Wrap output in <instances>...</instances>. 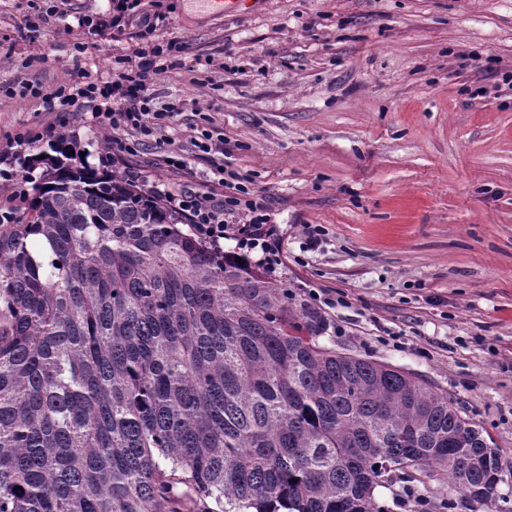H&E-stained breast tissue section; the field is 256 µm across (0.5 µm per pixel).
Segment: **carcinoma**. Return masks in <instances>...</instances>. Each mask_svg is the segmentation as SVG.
Returning a JSON list of instances; mask_svg holds the SVG:
<instances>
[{
	"label": "carcinoma",
	"mask_w": 512,
	"mask_h": 512,
	"mask_svg": "<svg viewBox=\"0 0 512 512\" xmlns=\"http://www.w3.org/2000/svg\"><path fill=\"white\" fill-rule=\"evenodd\" d=\"M49 148L0 224V512H384L429 473L491 499L494 439L448 396L321 345L287 280Z\"/></svg>",
	"instance_id": "carcinoma-1"
}]
</instances>
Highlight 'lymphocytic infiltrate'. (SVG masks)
<instances>
[{
    "label": "lymphocytic infiltrate",
    "mask_w": 512,
    "mask_h": 512,
    "mask_svg": "<svg viewBox=\"0 0 512 512\" xmlns=\"http://www.w3.org/2000/svg\"><path fill=\"white\" fill-rule=\"evenodd\" d=\"M165 54L160 44L139 48L133 65L113 70L111 81L99 83L85 75L71 87L55 91V99L70 115L78 117L83 110H90L92 120L107 135V160L136 155L178 115V106L162 111L152 106L149 81L166 72ZM191 142L212 161L210 181L214 189L206 192L190 184L165 187L159 194L167 206L184 216L194 233L207 243L219 244L230 234L239 248L261 250L266 260L275 257L276 248L265 232L271 220L266 199L250 187L248 177L227 162L231 150L224 138L200 125Z\"/></svg>",
    "instance_id": "1"
}]
</instances>
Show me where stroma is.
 Here are the masks:
<instances>
[{"mask_svg": "<svg viewBox=\"0 0 512 512\" xmlns=\"http://www.w3.org/2000/svg\"><path fill=\"white\" fill-rule=\"evenodd\" d=\"M140 28L75 36L78 18L112 0H0V146L22 127L42 140L9 161L40 185L42 154L62 133L101 168L106 135L60 125L48 93L77 73L106 79L135 48L172 44L153 77L155 108L179 104L162 132L187 167L167 168L156 143L114 164L143 189L201 182L196 113L232 148L229 161L266 195L276 276L326 320L321 344L412 373L445 393L500 450L487 503L512 512V0H247L223 15L186 0H142ZM37 82L40 97L16 91ZM325 241L303 251L302 227ZM343 294L327 307L315 293ZM405 494L381 488L387 512H433L450 494L433 475Z\"/></svg>", "mask_w": 512, "mask_h": 512, "instance_id": "obj_1", "label": "stroma"}]
</instances>
